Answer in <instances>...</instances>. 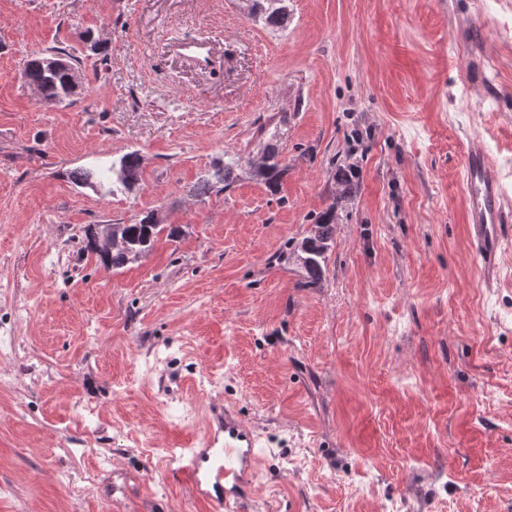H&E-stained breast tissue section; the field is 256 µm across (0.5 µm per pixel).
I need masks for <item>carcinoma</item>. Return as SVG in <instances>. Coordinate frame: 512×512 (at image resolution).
<instances>
[{
	"label": "carcinoma",
	"instance_id": "carcinoma-1",
	"mask_svg": "<svg viewBox=\"0 0 512 512\" xmlns=\"http://www.w3.org/2000/svg\"><path fill=\"white\" fill-rule=\"evenodd\" d=\"M240 9L248 18L268 27L284 28L288 25V0H240ZM54 55L65 56L71 68L76 69L80 65V60L70 52L54 47L41 57L25 61L22 69L23 77L38 89L43 102L47 105L63 101L68 91L66 71H52L44 65L45 59ZM279 140V131L269 132L265 135L259 155L248 156L243 161L236 159L214 166L199 178L194 189L195 194L205 195L218 186L226 189L241 172L262 182L270 193H278L287 171V164L282 161L278 148ZM141 166V156L133 151L105 169L76 170L70 173V178L83 185L91 180L100 183L103 174L107 173L115 176V180L112 181L115 188L129 192L138 184ZM332 180L339 188L334 203L315 217L308 235L297 242L293 251L296 261L313 279L319 277L323 271L327 253L333 242L338 212L351 200L353 187L359 180V170L338 163L333 169ZM164 231L171 240L181 234L179 226L161 223L159 214L153 210L143 214L133 224H114L112 247L98 255V259L106 267H123L147 254Z\"/></svg>",
	"mask_w": 512,
	"mask_h": 512
}]
</instances>
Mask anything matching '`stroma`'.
I'll list each match as a JSON object with an SVG mask.
<instances>
[{
    "instance_id": "35a3bbf8",
    "label": "stroma",
    "mask_w": 512,
    "mask_h": 512,
    "mask_svg": "<svg viewBox=\"0 0 512 512\" xmlns=\"http://www.w3.org/2000/svg\"><path fill=\"white\" fill-rule=\"evenodd\" d=\"M289 9L0 0V512H213L169 456L216 397L260 437L248 512H512V238L485 285L463 183L480 143L512 203V0ZM53 46L82 83L49 107L21 67ZM274 128L277 194H193ZM132 151L133 192L68 178ZM338 162L360 179L311 285L290 246ZM150 210L180 237L101 265L87 227ZM240 9L250 19L265 26L284 28L288 25V0H239Z\"/></svg>"
}]
</instances>
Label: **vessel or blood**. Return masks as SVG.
<instances>
[{
  "label": "vessel or blood",
  "instance_id": "vessel-or-blood-1",
  "mask_svg": "<svg viewBox=\"0 0 512 512\" xmlns=\"http://www.w3.org/2000/svg\"><path fill=\"white\" fill-rule=\"evenodd\" d=\"M468 222L480 273L486 283L497 274V255L512 224V207L504 202L499 173L482 147L466 152ZM214 423L205 445L177 459V475L214 512H243L250 501L259 463L258 435L236 410L223 400L212 401Z\"/></svg>",
  "mask_w": 512,
  "mask_h": 512
}]
</instances>
